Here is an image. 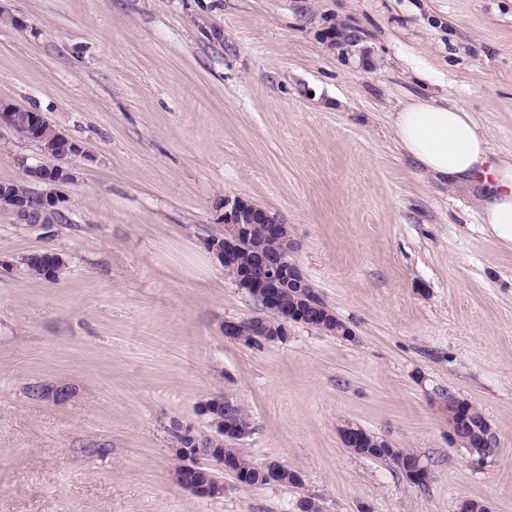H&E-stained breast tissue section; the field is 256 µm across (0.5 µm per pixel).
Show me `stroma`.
<instances>
[{
  "label": "stroma",
  "instance_id": "stroma-1",
  "mask_svg": "<svg viewBox=\"0 0 512 512\" xmlns=\"http://www.w3.org/2000/svg\"><path fill=\"white\" fill-rule=\"evenodd\" d=\"M419 96L512 153V0H0V99L86 151L62 222L0 210V512H512V249L477 189L399 148ZM43 160L0 131V183ZM228 195L291 225L351 338H225L261 314L207 248ZM43 251L58 279L27 273ZM47 381L69 399L33 397ZM218 394L250 420L239 447L300 484L228 472L211 500L176 482L172 425L209 432ZM452 395L482 409L493 456L449 441ZM348 425L413 449L429 481L351 453ZM51 257H49V253L43 252V253H35L28 257L26 262L27 271L31 276L39 277V278H45V279H56L59 277L58 275H55L54 278H51L49 276V268L51 266V262L53 260V264L55 265V268L52 270L51 274L58 273L59 269L63 268L65 266V260L62 257L61 254L56 252H51Z\"/></svg>",
  "mask_w": 512,
  "mask_h": 512
}]
</instances>
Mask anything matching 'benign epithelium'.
<instances>
[{"label":"benign epithelium","mask_w":512,"mask_h":512,"mask_svg":"<svg viewBox=\"0 0 512 512\" xmlns=\"http://www.w3.org/2000/svg\"><path fill=\"white\" fill-rule=\"evenodd\" d=\"M47 120L39 112L20 104L0 100V130L17 131L26 138H33L37 130ZM41 152L51 159L49 163L31 166L27 170L29 181L37 185L36 197L30 198L15 194L0 186V209L14 212L25 224H41L45 215L62 213L60 204L63 197L61 186L76 181V168L71 160L87 156L82 146L64 131L55 129L52 138L40 145ZM221 235L207 241V247L224 268V275L237 287L247 291L260 305L265 314H275L280 326L288 328L298 324L313 328L321 326L323 300L318 293L308 287V280L289 260L284 242L291 239L289 226L276 212L262 208L239 196H226L222 203ZM262 239V244L254 247L251 264L244 265L239 255L244 246L250 244L254 236ZM294 289L303 308L288 309L281 305V295L287 289ZM251 335L259 337L263 345L274 344L284 339L281 331H271L264 317H254L249 324ZM35 397L61 402L70 396V388L62 383H40L32 387ZM224 412V426L213 435L235 440L242 434V428L235 418L234 404L216 396L203 406V413ZM369 433L353 426L340 429V437L346 448H358L365 443ZM448 439L466 450L491 447V428L479 432L468 419L448 425ZM184 457V467L176 473L177 482L191 493L206 498L224 496V481L213 478L203 483L195 475L199 472L200 460L210 456L216 449L208 447L206 436L199 437L192 448H179Z\"/></svg>","instance_id":"1"}]
</instances>
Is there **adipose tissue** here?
Masks as SVG:
<instances>
[{
	"mask_svg": "<svg viewBox=\"0 0 512 512\" xmlns=\"http://www.w3.org/2000/svg\"><path fill=\"white\" fill-rule=\"evenodd\" d=\"M397 142L425 175L449 189L482 184L480 220L512 248V153L495 150L470 112L414 98L396 113Z\"/></svg>",
	"mask_w": 512,
	"mask_h": 512,
	"instance_id": "ef3b65f1",
	"label": "adipose tissue"
}]
</instances>
